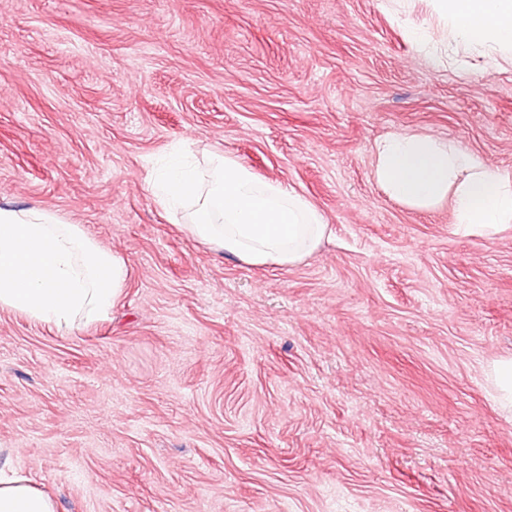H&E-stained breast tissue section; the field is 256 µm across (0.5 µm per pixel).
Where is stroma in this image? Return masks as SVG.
<instances>
[{
	"label": "stroma",
	"instance_id": "35a3bbf8",
	"mask_svg": "<svg viewBox=\"0 0 512 512\" xmlns=\"http://www.w3.org/2000/svg\"><path fill=\"white\" fill-rule=\"evenodd\" d=\"M430 0H0V202L126 260L104 320L0 310V459L57 512H512V225L456 226L372 178L404 132L512 176V62L432 68ZM233 155L325 216L292 266L158 206L174 149ZM413 36L416 42V47L423 55L428 57L436 67L446 68L448 65L453 64V58L448 55V48L445 50L440 43L430 41L426 38L422 29H415ZM490 379L497 389L501 406L512 409V358L496 361L491 367Z\"/></svg>",
	"mask_w": 512,
	"mask_h": 512
}]
</instances>
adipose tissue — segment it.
<instances>
[{"instance_id":"obj_1","label":"adipose tissue","mask_w":512,"mask_h":512,"mask_svg":"<svg viewBox=\"0 0 512 512\" xmlns=\"http://www.w3.org/2000/svg\"><path fill=\"white\" fill-rule=\"evenodd\" d=\"M457 43L512 58V0H432ZM372 176L392 199L417 210L449 204L459 227L487 236L512 224V176L421 135L393 133L374 146ZM151 196L187 232L251 266H292L328 226L303 195L263 181L238 159L211 154L199 169L175 151L146 178ZM125 260L79 225L38 207L0 205V309L66 332L107 318L126 286ZM0 512H57L54 500L10 465L0 466Z\"/></svg>"}]
</instances>
